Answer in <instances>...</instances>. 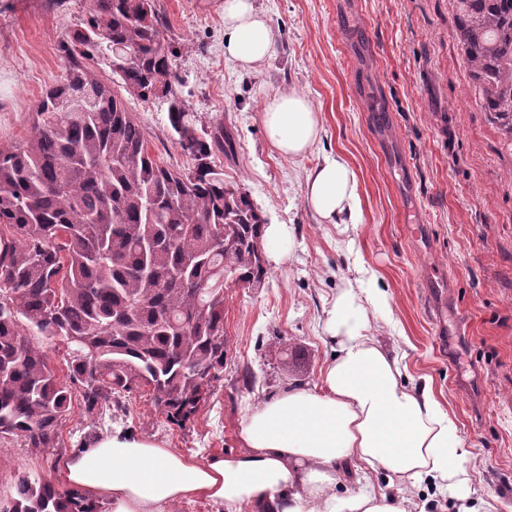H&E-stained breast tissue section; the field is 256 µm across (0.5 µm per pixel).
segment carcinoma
Segmentation results:
<instances>
[{
	"label": "carcinoma",
	"instance_id": "cac0c4a2",
	"mask_svg": "<svg viewBox=\"0 0 512 512\" xmlns=\"http://www.w3.org/2000/svg\"><path fill=\"white\" fill-rule=\"evenodd\" d=\"M482 109L512 146V0H450ZM157 0H91L62 46L28 136L0 150V442L61 447L72 397L85 412L123 408L144 389L167 421H191L224 372L229 286L269 271L265 218L217 160L232 138L200 132L180 100L168 120L185 169L152 154L125 96L173 94L175 49ZM112 52V77L88 60ZM69 350L66 379L47 345ZM0 512H106L74 489L18 475Z\"/></svg>",
	"mask_w": 512,
	"mask_h": 512
}]
</instances>
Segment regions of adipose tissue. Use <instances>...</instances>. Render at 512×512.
<instances>
[{
    "label": "adipose tissue",
    "instance_id": "ef3b65f1",
    "mask_svg": "<svg viewBox=\"0 0 512 512\" xmlns=\"http://www.w3.org/2000/svg\"><path fill=\"white\" fill-rule=\"evenodd\" d=\"M224 53L244 70L268 60L274 36L255 0H224ZM262 129L280 156L296 159L321 139L323 118L303 94L284 91L260 113ZM304 200L321 224H354L360 200L354 171L340 156L308 173ZM377 288L337 289L322 330L334 355L318 385H293L247 408L242 451L197 460L160 440L115 429L60 464L69 487L111 512H171L204 500L220 512H411L408 499L373 485L337 495L345 463L383 471L392 485L429 482L449 493L457 512L467 503L465 442L432 380L409 384L405 366L369 334L372 314L386 309Z\"/></svg>",
    "mask_w": 512,
    "mask_h": 512
}]
</instances>
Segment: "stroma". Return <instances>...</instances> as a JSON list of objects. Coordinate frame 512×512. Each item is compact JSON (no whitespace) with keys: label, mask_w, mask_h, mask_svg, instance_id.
I'll return each instance as SVG.
<instances>
[{"label":"stroma","mask_w":512,"mask_h":512,"mask_svg":"<svg viewBox=\"0 0 512 512\" xmlns=\"http://www.w3.org/2000/svg\"><path fill=\"white\" fill-rule=\"evenodd\" d=\"M224 0H159L179 54L178 98L204 130L220 122L236 149L224 179L248 190L267 222L294 235L289 259L260 288L226 301L224 373L186 427L146 392L120 412L74 406L61 448L0 443V495L19 473L63 486L59 463L89 433L122 427L204 459L240 451L247 407L291 385L317 384L332 351L322 310L346 280L389 294L369 333L411 376H430L467 447L470 496L512 512V147L476 104L449 0H256L275 52L250 71L224 55ZM89 0H0V148L26 136L40 96L64 73L61 46ZM295 90L323 115L324 134L285 159L259 121L273 95ZM165 97L132 99L153 154L190 160L175 143ZM355 171L361 217L320 224L304 204L308 171L325 156ZM447 312L445 331L432 316ZM254 383H245V375Z\"/></svg>","instance_id":"1"}]
</instances>
